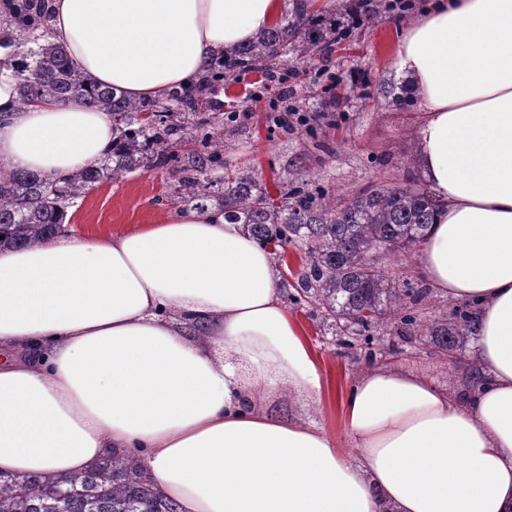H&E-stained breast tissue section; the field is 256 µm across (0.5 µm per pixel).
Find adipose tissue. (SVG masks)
<instances>
[{
	"mask_svg": "<svg viewBox=\"0 0 512 512\" xmlns=\"http://www.w3.org/2000/svg\"><path fill=\"white\" fill-rule=\"evenodd\" d=\"M284 7L52 0L49 36L95 82L158 99ZM400 36L440 204L416 272L476 307V380L369 367L340 451L312 417L322 377L272 255L222 212L179 209L0 250L1 472L65 478L125 453L181 512H512V0H432ZM20 61L0 47V162L56 177L99 159L111 116L18 105Z\"/></svg>",
	"mask_w": 512,
	"mask_h": 512,
	"instance_id": "ef3b65f1",
	"label": "adipose tissue"
}]
</instances>
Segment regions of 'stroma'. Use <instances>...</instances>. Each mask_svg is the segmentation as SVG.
Instances as JSON below:
<instances>
[{
    "label": "stroma",
    "mask_w": 512,
    "mask_h": 512,
    "mask_svg": "<svg viewBox=\"0 0 512 512\" xmlns=\"http://www.w3.org/2000/svg\"><path fill=\"white\" fill-rule=\"evenodd\" d=\"M394 0L369 14L353 18L348 0L326 19L343 25L336 43L316 51L310 60L289 54L276 62L271 74L245 73L216 87L214 111L233 112L231 131L224 136V157L233 166L254 169L269 192H276V174L288 157L305 151L309 140L301 128L268 129L267 115L286 107L325 116L320 137L325 145L309 169L320 183L339 195L351 194L371 181L399 179L416 148L417 106H401L385 97L384 85L401 81L396 67L399 29L426 6L427 0H406L395 9ZM171 177L167 172L139 171L92 190L75 206L81 227L91 230L122 229L149 218L175 211L167 197ZM279 274L285 285L283 298L300 326L321 370L325 388L315 420L337 444H344V406L359 374L372 365H402L433 378L443 387L456 388L464 365L433 355L423 336L396 341L390 329L376 333L372 341L342 336L324 323L312 305L295 302L287 268Z\"/></svg>",
    "instance_id": "35a3bbf8"
}]
</instances>
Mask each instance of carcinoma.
Instances as JSON below:
<instances>
[{
	"instance_id": "carcinoma-1",
	"label": "carcinoma",
	"mask_w": 512,
	"mask_h": 512,
	"mask_svg": "<svg viewBox=\"0 0 512 512\" xmlns=\"http://www.w3.org/2000/svg\"><path fill=\"white\" fill-rule=\"evenodd\" d=\"M3 31L22 37L18 105L64 101L72 96L112 114V146L103 157L69 176L50 178L12 171L0 164V244L30 246L61 229L66 209L95 187L138 170H165L174 177L172 194L185 209L215 208L239 224L275 259L285 262L288 246L301 254L295 300L309 302L341 334L368 336L387 326L404 339L430 337L434 353L455 354L477 335L470 309L456 308L423 320L428 291L399 282L373 265L369 249L406 257L434 221L436 200L416 184L413 166L400 182H371L350 198H338L311 181L309 154L287 160L277 173V196L251 170L224 160V116L210 109L207 93L248 72L269 73L288 46L302 42L301 57L312 56L336 31L305 12L238 46L211 76L192 88L172 90L159 101L136 100L86 80L62 49L40 40L47 11L34 0H11ZM386 93L400 105L414 102L412 80L390 83ZM0 512H180L160 497L150 474L131 456L114 455L76 478L0 476Z\"/></svg>"
}]
</instances>
